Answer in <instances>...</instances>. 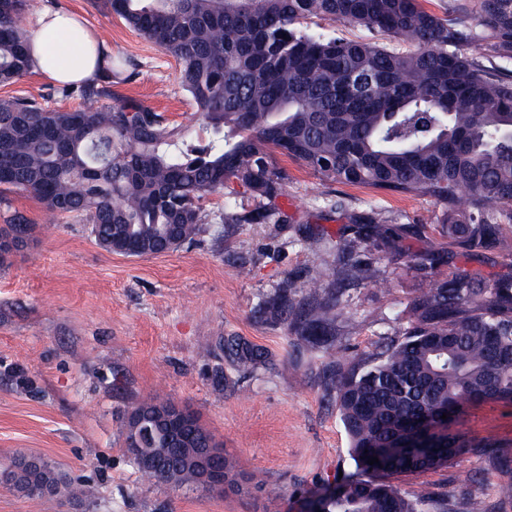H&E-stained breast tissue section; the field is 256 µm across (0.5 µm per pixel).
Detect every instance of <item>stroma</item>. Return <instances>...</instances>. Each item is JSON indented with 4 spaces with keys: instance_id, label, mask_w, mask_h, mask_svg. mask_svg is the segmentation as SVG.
Returning a JSON list of instances; mask_svg holds the SVG:
<instances>
[{
    "instance_id": "1",
    "label": "stroma",
    "mask_w": 512,
    "mask_h": 512,
    "mask_svg": "<svg viewBox=\"0 0 512 512\" xmlns=\"http://www.w3.org/2000/svg\"><path fill=\"white\" fill-rule=\"evenodd\" d=\"M40 5L80 13L113 55L134 61L133 78L114 86L118 98L164 114L195 145L208 142L174 58L98 0ZM0 98L81 104L34 73L0 84ZM277 164L288 175L283 222L221 223L236 200L210 195L192 242L141 258L104 250L84 218H52L32 196L8 193L0 219L19 211L33 234L0 265V472L21 456L44 458L82 489V512H265L275 495L282 512H298L310 493L357 474L325 391L329 356L299 344L286 320L264 313V301L285 283L295 299L307 298L312 280L339 267L338 245L358 241L379 283H347L338 324L346 357L368 353L405 327L425 285L416 257L438 256L440 276L512 279V224L500 226L493 246L469 252L443 232V207L430 197L331 181L283 155ZM372 216L382 234L362 240ZM231 336L264 348L265 363L238 370L224 350ZM153 393L193 410L237 470L263 476L262 488L218 494L140 480L122 416ZM457 429L470 445L448 467L398 484L432 493L448 512H467L474 499L488 512H512L500 493L512 486V403L474 404Z\"/></svg>"
}]
</instances>
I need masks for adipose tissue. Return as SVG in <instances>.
<instances>
[{"instance_id": "1", "label": "adipose tissue", "mask_w": 512, "mask_h": 512, "mask_svg": "<svg viewBox=\"0 0 512 512\" xmlns=\"http://www.w3.org/2000/svg\"><path fill=\"white\" fill-rule=\"evenodd\" d=\"M97 39L76 12L44 8L29 36L34 73L53 83L91 82L103 74L108 48L92 53Z\"/></svg>"}]
</instances>
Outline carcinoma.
I'll return each mask as SVG.
<instances>
[{
  "instance_id": "carcinoma-1",
  "label": "carcinoma",
  "mask_w": 512,
  "mask_h": 512,
  "mask_svg": "<svg viewBox=\"0 0 512 512\" xmlns=\"http://www.w3.org/2000/svg\"><path fill=\"white\" fill-rule=\"evenodd\" d=\"M108 13L180 65V83L212 130L197 149L160 113L110 104L112 80L130 60L110 59V76L61 92L82 107L0 99V192L36 198L51 216L78 214L112 251L151 256L175 238L194 240L199 201L242 196L254 205L224 210V224H267L286 174L275 154L324 177L444 205L448 237L487 247L512 224V76L493 73L467 49L481 43L512 60V0H474L471 11L439 16L420 0H99ZM36 0H0V84L30 73L25 21ZM318 17L386 34L406 48L324 37L301 25ZM21 212L0 235L30 234ZM342 275L377 283L373 262L344 248ZM336 275L313 282L308 299L288 288L266 310L289 317L302 343L331 357L342 310ZM407 326L378 350L340 362L331 378L349 452L359 474L309 503L314 512H441L423 491L393 478L448 466L467 446L452 428L431 440L447 415L497 396L512 402V280L488 286L466 274L432 276L409 305ZM225 349L243 370L265 352L230 337ZM124 445L141 477L172 488L195 483L148 449L167 433L144 418L123 419ZM185 447L215 441L195 414L176 424ZM376 456L379 463L368 464Z\"/></svg>"
}]
</instances>
